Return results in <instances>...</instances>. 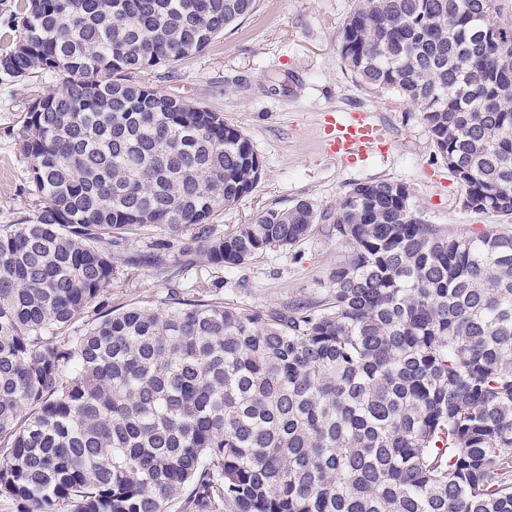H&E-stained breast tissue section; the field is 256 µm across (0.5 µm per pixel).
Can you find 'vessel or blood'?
I'll list each match as a JSON object with an SVG mask.
<instances>
[{
    "label": "vessel or blood",
    "mask_w": 512,
    "mask_h": 512,
    "mask_svg": "<svg viewBox=\"0 0 512 512\" xmlns=\"http://www.w3.org/2000/svg\"><path fill=\"white\" fill-rule=\"evenodd\" d=\"M330 133L327 153L343 164L381 150L385 145L381 128L362 112L352 114L349 121L336 123Z\"/></svg>",
    "instance_id": "b4317fda"
}]
</instances>
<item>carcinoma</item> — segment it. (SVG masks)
<instances>
[{"label": "carcinoma", "instance_id": "1", "mask_svg": "<svg viewBox=\"0 0 512 512\" xmlns=\"http://www.w3.org/2000/svg\"><path fill=\"white\" fill-rule=\"evenodd\" d=\"M257 0H24L0 73L60 86L16 145L35 214L0 228V497L17 512H512V233L450 235L406 185L357 183L223 233L262 161L141 74ZM340 58L420 112L462 205L512 220L505 0H360ZM329 224L325 296L255 311L173 291L109 308L112 256L166 284ZM142 242L145 248L133 245Z\"/></svg>", "mask_w": 512, "mask_h": 512}]
</instances>
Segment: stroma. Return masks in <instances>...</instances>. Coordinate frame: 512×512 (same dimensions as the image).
<instances>
[{
	"label": "stroma",
	"instance_id": "35a3bbf8",
	"mask_svg": "<svg viewBox=\"0 0 512 512\" xmlns=\"http://www.w3.org/2000/svg\"><path fill=\"white\" fill-rule=\"evenodd\" d=\"M358 2L259 0L252 15L226 29L203 53L177 63L174 74L146 73L164 93L222 113L250 138L262 161L258 185L218 219L220 230L298 199L330 211L351 185L381 179L405 184L428 223L449 233L469 236L494 223V216L463 208L462 189L437 160L419 112L394 94L360 87L342 65L343 26ZM56 84L40 73L23 80L0 74V226L37 209L27 161L15 140L29 104ZM355 111L368 112L386 128L388 146L339 165L326 153L324 130ZM348 251L320 223L297 250L272 252L232 271L192 255L181 287L192 296L216 291L226 302L252 310L314 301L328 290ZM112 266L113 306L156 307L165 298L167 288L153 268L130 265L122 254Z\"/></svg>",
	"mask_w": 512,
	"mask_h": 512
}]
</instances>
